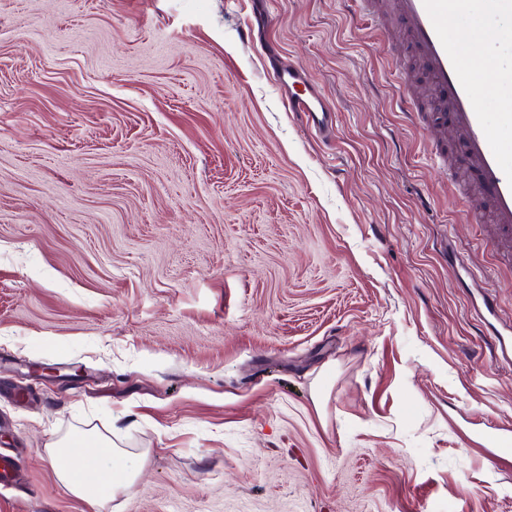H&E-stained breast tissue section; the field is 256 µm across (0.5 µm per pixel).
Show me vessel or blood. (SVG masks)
<instances>
[{
  "instance_id": "b4317fda",
  "label": "vessel or blood",
  "mask_w": 512,
  "mask_h": 512,
  "mask_svg": "<svg viewBox=\"0 0 512 512\" xmlns=\"http://www.w3.org/2000/svg\"><path fill=\"white\" fill-rule=\"evenodd\" d=\"M481 16L494 34L487 42L497 66V109L478 107L477 80L469 69L458 39L450 27L463 10ZM391 11L403 25L407 42L422 63L447 127L461 146L463 167L474 176L464 190L470 199L466 216L488 219L512 239V159L506 158L504 139L512 140V0H391ZM287 86L289 111L305 118L320 132L333 125L334 114L324 99L299 91L297 71L274 76Z\"/></svg>"
}]
</instances>
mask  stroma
Wrapping results in <instances>:
<instances>
[{"mask_svg": "<svg viewBox=\"0 0 512 512\" xmlns=\"http://www.w3.org/2000/svg\"><path fill=\"white\" fill-rule=\"evenodd\" d=\"M403 94L349 0H0V512L92 428L120 512H512V260ZM274 80L281 87L288 84L287 106L289 112H296L306 123L319 132L329 131L333 127L334 112L324 99L315 97L308 89L303 92L297 86L303 83L297 71H279L274 75Z\"/></svg>", "mask_w": 512, "mask_h": 512, "instance_id": "1", "label": "stroma"}]
</instances>
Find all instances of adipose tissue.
<instances>
[{
    "instance_id": "1",
    "label": "adipose tissue",
    "mask_w": 512,
    "mask_h": 512,
    "mask_svg": "<svg viewBox=\"0 0 512 512\" xmlns=\"http://www.w3.org/2000/svg\"><path fill=\"white\" fill-rule=\"evenodd\" d=\"M48 454L59 463V482L92 512H104L117 493L136 482L143 468L140 455L122 448L111 436L92 430L59 438Z\"/></svg>"
}]
</instances>
